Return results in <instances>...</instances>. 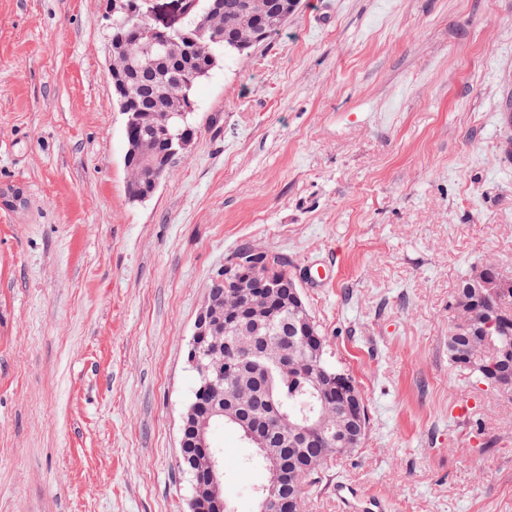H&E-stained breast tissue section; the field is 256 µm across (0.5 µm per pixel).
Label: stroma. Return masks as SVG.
Here are the masks:
<instances>
[{
	"label": "stroma",
	"instance_id": "1",
	"mask_svg": "<svg viewBox=\"0 0 512 512\" xmlns=\"http://www.w3.org/2000/svg\"><path fill=\"white\" fill-rule=\"evenodd\" d=\"M105 6L0 0V512H188L186 348L245 245L287 257L369 410L302 512H341L339 483L512 512V395L448 360L461 279L512 277V0H300L199 83L193 145L140 204ZM213 439L257 512L265 470Z\"/></svg>",
	"mask_w": 512,
	"mask_h": 512
}]
</instances>
